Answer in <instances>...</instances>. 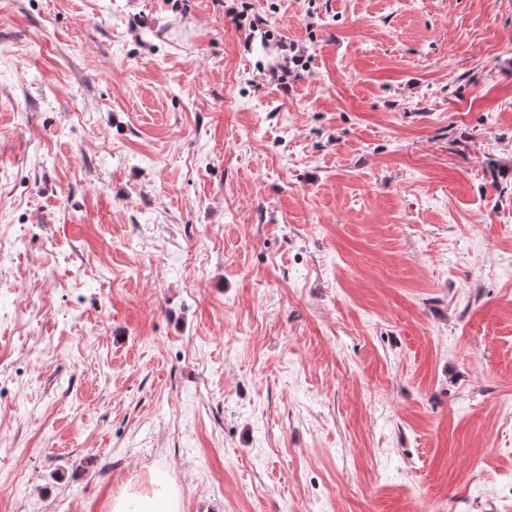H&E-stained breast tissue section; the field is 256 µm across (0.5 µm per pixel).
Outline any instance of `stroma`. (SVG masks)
I'll list each match as a JSON object with an SVG mask.
<instances>
[{
    "instance_id": "35a3bbf8",
    "label": "stroma",
    "mask_w": 512,
    "mask_h": 512,
    "mask_svg": "<svg viewBox=\"0 0 512 512\" xmlns=\"http://www.w3.org/2000/svg\"><path fill=\"white\" fill-rule=\"evenodd\" d=\"M506 59L512 0H0V512H512ZM151 493L129 492L112 502L113 512H179L174 488L158 473L150 479Z\"/></svg>"
}]
</instances>
